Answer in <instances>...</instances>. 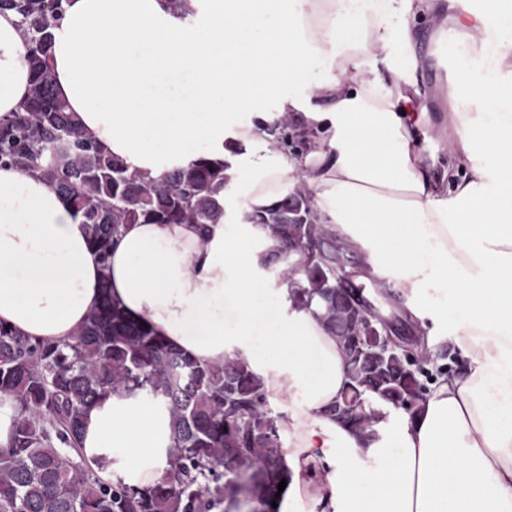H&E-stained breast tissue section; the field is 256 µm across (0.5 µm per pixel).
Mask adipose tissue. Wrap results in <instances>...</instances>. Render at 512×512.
I'll return each instance as SVG.
<instances>
[{
	"label": "adipose tissue",
	"instance_id": "1",
	"mask_svg": "<svg viewBox=\"0 0 512 512\" xmlns=\"http://www.w3.org/2000/svg\"><path fill=\"white\" fill-rule=\"evenodd\" d=\"M426 19L460 51L439 153L420 144L430 118L415 84L374 67ZM26 54L17 17L0 14V117L25 102ZM49 72L131 171L227 162L225 215L205 243L193 224L127 225L104 261L52 183L1 167V324L71 340L106 282L200 362L247 359L279 407L281 512H512V0L453 15L404 0L397 24L340 0H66ZM285 114L304 149L267 132ZM298 174L318 222L365 255L359 280L392 283L420 319L448 315L431 289L462 312L464 367L372 441L327 415L346 382L339 347L283 303L264 225L237 221L236 201L267 205ZM169 446L164 406L141 394L106 396L85 420L83 457L104 481L153 485Z\"/></svg>",
	"mask_w": 512,
	"mask_h": 512
}]
</instances>
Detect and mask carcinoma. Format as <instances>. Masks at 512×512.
Instances as JSON below:
<instances>
[{
    "instance_id": "obj_1",
    "label": "carcinoma",
    "mask_w": 512,
    "mask_h": 512,
    "mask_svg": "<svg viewBox=\"0 0 512 512\" xmlns=\"http://www.w3.org/2000/svg\"><path fill=\"white\" fill-rule=\"evenodd\" d=\"M63 10V0H0V12L16 14L28 37L32 76L23 111L0 117V167L54 182L104 260L127 224H198L206 244L209 225L224 216L226 164L201 155L150 178L88 139L49 75ZM267 131L287 148L303 146L288 115ZM310 211L311 193L298 181L244 220L265 225L280 244L265 263L282 271L291 307L314 313L336 340L347 364L342 396L349 407L339 422L370 439L391 411L413 413L444 368L430 371L425 358L412 364L402 350L367 359L378 337L358 325L350 294L336 282L342 253L334 230L295 220ZM300 243L317 251L293 266L288 249ZM0 391L17 404L10 446L0 449V512H225L253 503L259 509L250 512H279L272 503L281 502L273 478L284 469L281 437L265 385L246 359L202 363L130 318L106 289L70 341L46 343L0 325ZM109 393L144 394L168 411V468L149 487L103 481L85 465V419Z\"/></svg>"
}]
</instances>
